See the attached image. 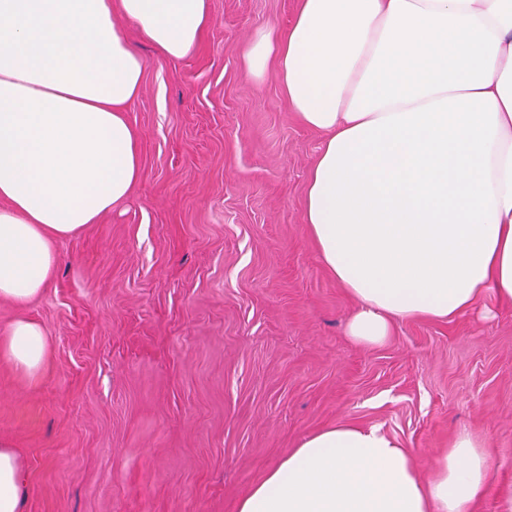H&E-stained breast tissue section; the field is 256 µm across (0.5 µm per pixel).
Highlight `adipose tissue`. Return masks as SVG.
I'll use <instances>...</instances> for the list:
<instances>
[{"label":"adipose tissue","mask_w":512,"mask_h":512,"mask_svg":"<svg viewBox=\"0 0 512 512\" xmlns=\"http://www.w3.org/2000/svg\"><path fill=\"white\" fill-rule=\"evenodd\" d=\"M118 16L180 59L211 4L0 0V299L39 295L54 239L97 223L143 177L125 112L145 61ZM244 59L252 74L274 67L300 123L323 135L305 222L355 302L353 342L512 302V0H298L288 30H263ZM48 355L34 320L0 336V360L27 379ZM490 480L468 429L425 482L397 440L340 424L303 439L238 512H471ZM21 487L2 443L0 512H21Z\"/></svg>","instance_id":"adipose-tissue-1"}]
</instances>
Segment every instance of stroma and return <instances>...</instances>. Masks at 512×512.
Masks as SVG:
<instances>
[{"mask_svg":"<svg viewBox=\"0 0 512 512\" xmlns=\"http://www.w3.org/2000/svg\"><path fill=\"white\" fill-rule=\"evenodd\" d=\"M297 0H211L181 59L136 48L126 110L144 176L129 199L54 243L42 293L0 299L50 343L31 382L0 361V439L23 463V512H238L241 496L307 436L381 428L430 478L467 428L492 467L474 512L512 489V304L490 318L397 322L350 341L354 302L323 269L304 220L322 137L274 70L242 51L287 30Z\"/></svg>","mask_w":512,"mask_h":512,"instance_id":"35a3bbf8","label":"stroma"}]
</instances>
